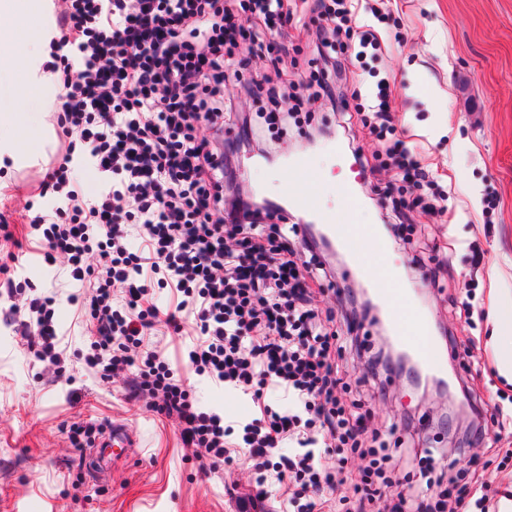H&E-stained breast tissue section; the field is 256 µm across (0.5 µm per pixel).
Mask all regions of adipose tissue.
<instances>
[{"instance_id": "ef3b65f1", "label": "adipose tissue", "mask_w": 512, "mask_h": 512, "mask_svg": "<svg viewBox=\"0 0 512 512\" xmlns=\"http://www.w3.org/2000/svg\"><path fill=\"white\" fill-rule=\"evenodd\" d=\"M36 8L35 0H0V13L14 20L12 26L0 29V79L21 69L33 83L47 85L48 78L42 71L48 58L45 39L30 29Z\"/></svg>"}]
</instances>
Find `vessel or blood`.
I'll use <instances>...</instances> for the list:
<instances>
[{
    "label": "vessel or blood",
    "mask_w": 512,
    "mask_h": 512,
    "mask_svg": "<svg viewBox=\"0 0 512 512\" xmlns=\"http://www.w3.org/2000/svg\"><path fill=\"white\" fill-rule=\"evenodd\" d=\"M281 195L289 209L299 212L320 228L328 240L345 252L351 272L362 275L373 288L390 327L393 341L407 348L420 369L445 374L446 367L430 339L429 325L417 310L405 289L397 287L387 265L388 243L377 230L349 224L347 215L359 205V196L350 182H340L337 191L345 205L344 212L329 207L316 190L324 183L325 173L317 168L312 155L300 154L288 159ZM98 447L112 451V460L123 463L138 445L135 430L127 423L113 422L97 441Z\"/></svg>",
    "instance_id": "vessel-or-blood-1"
}]
</instances>
